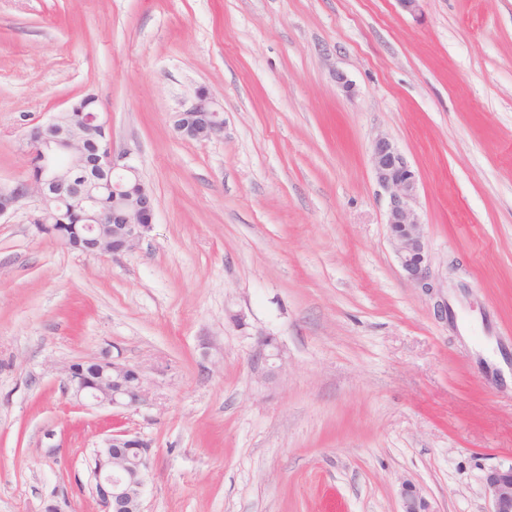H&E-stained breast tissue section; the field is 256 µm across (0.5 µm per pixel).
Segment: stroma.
<instances>
[{
    "label": "stroma",
    "instance_id": "35a3bbf8",
    "mask_svg": "<svg viewBox=\"0 0 512 512\" xmlns=\"http://www.w3.org/2000/svg\"><path fill=\"white\" fill-rule=\"evenodd\" d=\"M201 93L224 133L183 139ZM87 94L154 224L113 257L37 234L35 196L0 216V512H100L116 432L151 445L143 512H399L406 480L488 512L512 463V0H0V187ZM380 133L420 173L432 297L390 241ZM105 352L145 405L73 398L66 368Z\"/></svg>",
    "mask_w": 512,
    "mask_h": 512
}]
</instances>
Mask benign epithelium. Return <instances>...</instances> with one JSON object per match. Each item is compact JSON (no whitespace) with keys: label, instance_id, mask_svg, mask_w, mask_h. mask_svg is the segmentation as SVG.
<instances>
[{"label":"benign epithelium","instance_id":"benign-epithelium-1","mask_svg":"<svg viewBox=\"0 0 512 512\" xmlns=\"http://www.w3.org/2000/svg\"><path fill=\"white\" fill-rule=\"evenodd\" d=\"M174 130L186 139L219 137L224 120L204 94L172 117ZM96 137L72 149L80 138L50 116L27 134L29 180L23 188L0 189V216L33 189L43 209L59 202L79 211L83 252L121 255L134 249L154 224L155 201L136 169L120 163L112 151L107 122L96 112L87 118ZM375 180L387 199L386 224L404 277L425 294L435 285L425 249L424 225L417 212L420 174L396 143L377 136L370 149ZM68 386L80 401L94 406L136 408L148 399L143 370L105 352L87 367L74 363L66 370ZM150 468L149 444L126 434H113L95 451L93 493L101 512H142L141 494ZM489 512H512V465L490 470L485 478ZM400 512H432L412 483L401 485Z\"/></svg>","mask_w":512,"mask_h":512}]
</instances>
